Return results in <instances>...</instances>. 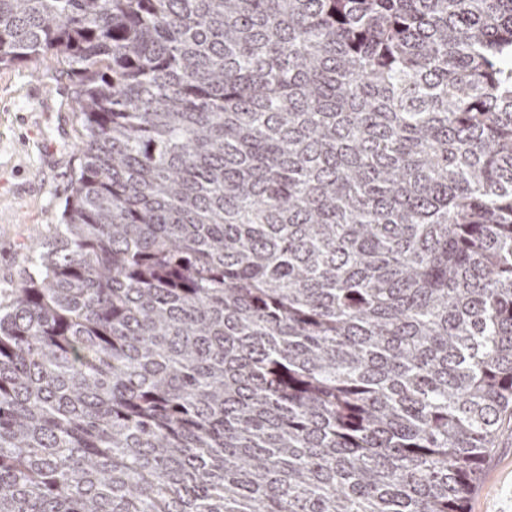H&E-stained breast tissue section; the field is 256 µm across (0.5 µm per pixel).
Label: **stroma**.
<instances>
[{
    "instance_id": "stroma-1",
    "label": "stroma",
    "mask_w": 512,
    "mask_h": 512,
    "mask_svg": "<svg viewBox=\"0 0 512 512\" xmlns=\"http://www.w3.org/2000/svg\"><path fill=\"white\" fill-rule=\"evenodd\" d=\"M70 82L51 59L0 67V288L24 278L29 246L61 213L79 164ZM469 512H512V417L486 457Z\"/></svg>"
}]
</instances>
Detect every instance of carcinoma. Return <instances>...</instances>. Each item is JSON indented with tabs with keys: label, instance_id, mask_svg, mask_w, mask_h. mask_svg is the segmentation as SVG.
<instances>
[{
	"label": "carcinoma",
	"instance_id": "carcinoma-1",
	"mask_svg": "<svg viewBox=\"0 0 512 512\" xmlns=\"http://www.w3.org/2000/svg\"><path fill=\"white\" fill-rule=\"evenodd\" d=\"M82 161L0 289V512H468L512 415V0H0Z\"/></svg>",
	"mask_w": 512,
	"mask_h": 512
}]
</instances>
